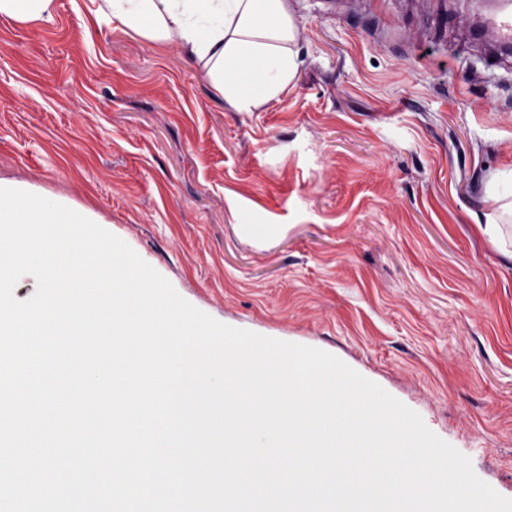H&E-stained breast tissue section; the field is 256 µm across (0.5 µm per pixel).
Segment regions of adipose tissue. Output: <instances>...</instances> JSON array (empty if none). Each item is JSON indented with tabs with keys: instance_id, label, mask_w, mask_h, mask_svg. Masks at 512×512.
<instances>
[{
	"instance_id": "obj_1",
	"label": "adipose tissue",
	"mask_w": 512,
	"mask_h": 512,
	"mask_svg": "<svg viewBox=\"0 0 512 512\" xmlns=\"http://www.w3.org/2000/svg\"><path fill=\"white\" fill-rule=\"evenodd\" d=\"M142 37L178 46L237 111L276 98L292 82L297 54L288 0H91Z\"/></svg>"
}]
</instances>
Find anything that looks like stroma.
Masks as SVG:
<instances>
[{"mask_svg": "<svg viewBox=\"0 0 512 512\" xmlns=\"http://www.w3.org/2000/svg\"><path fill=\"white\" fill-rule=\"evenodd\" d=\"M299 68L239 112L57 0L0 17V178L90 206L189 303L340 358L512 499V63L464 0H288ZM57 0H0V17H9L23 22L50 20Z\"/></svg>", "mask_w": 512, "mask_h": 512, "instance_id": "35a3bbf8", "label": "stroma"}]
</instances>
